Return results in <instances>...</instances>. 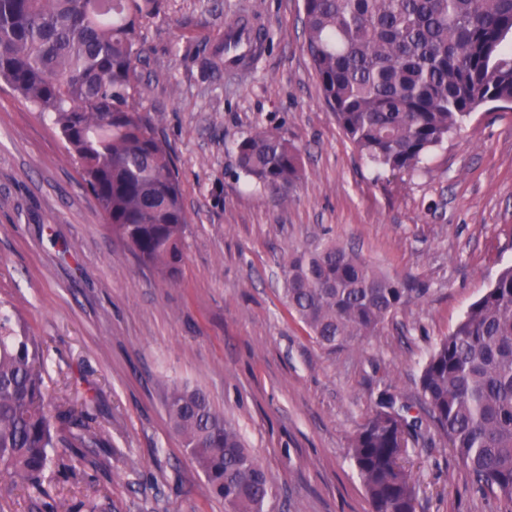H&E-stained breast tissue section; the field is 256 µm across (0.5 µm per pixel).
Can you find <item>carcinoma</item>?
<instances>
[{
	"instance_id": "cac0c4a2",
	"label": "carcinoma",
	"mask_w": 512,
	"mask_h": 512,
	"mask_svg": "<svg viewBox=\"0 0 512 512\" xmlns=\"http://www.w3.org/2000/svg\"><path fill=\"white\" fill-rule=\"evenodd\" d=\"M162 0H0V80L59 129L112 235L173 279L188 219L168 146L136 104L139 28ZM304 45L324 99L372 162L414 172L465 119L512 105V0H303ZM238 167L282 198L303 173L280 133L237 144ZM288 308L319 346L370 336L423 295L334 242L293 250ZM47 361L17 319L0 315V483L44 496L57 457L96 442L63 410H47ZM420 409L448 438L472 484L512 512V266L470 305L419 378ZM411 403L383 391L351 444L371 512H417L403 460L422 425ZM172 430L224 499L225 512H271L272 482L240 434L199 388L166 400Z\"/></svg>"
}]
</instances>
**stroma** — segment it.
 <instances>
[{"label": "stroma", "instance_id": "obj_1", "mask_svg": "<svg viewBox=\"0 0 512 512\" xmlns=\"http://www.w3.org/2000/svg\"><path fill=\"white\" fill-rule=\"evenodd\" d=\"M264 24L228 75L227 21ZM303 0H163L140 30V107L168 144L188 218L175 280L112 236L53 122L0 82V312L47 358L52 406L100 444L52 469L48 504L0 486V512H224L172 431L173 387L204 390L258 458L274 512H370L349 455L384 389L415 399L439 341L512 265V107L471 114L414 173L370 162L326 104ZM277 131L301 151L287 198L248 183L236 144ZM333 241L426 290L357 345L329 351L288 311L293 249ZM407 468L417 512H491L424 421Z\"/></svg>", "mask_w": 512, "mask_h": 512}]
</instances>
